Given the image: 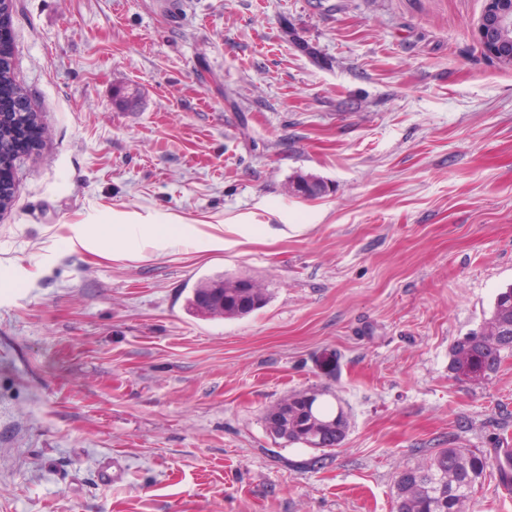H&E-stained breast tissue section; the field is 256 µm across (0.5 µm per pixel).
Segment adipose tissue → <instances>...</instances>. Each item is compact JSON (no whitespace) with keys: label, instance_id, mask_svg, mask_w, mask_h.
<instances>
[{"label":"adipose tissue","instance_id":"obj_1","mask_svg":"<svg viewBox=\"0 0 512 512\" xmlns=\"http://www.w3.org/2000/svg\"><path fill=\"white\" fill-rule=\"evenodd\" d=\"M70 242L93 252L106 245L155 251L181 245L200 250L224 245L223 238L189 224H80L74 227Z\"/></svg>","mask_w":512,"mask_h":512}]
</instances>
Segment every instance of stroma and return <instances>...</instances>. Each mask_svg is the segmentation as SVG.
Wrapping results in <instances>:
<instances>
[{"mask_svg": "<svg viewBox=\"0 0 512 512\" xmlns=\"http://www.w3.org/2000/svg\"><path fill=\"white\" fill-rule=\"evenodd\" d=\"M14 2L47 134L0 215V512H393L400 469L512 444V358L448 369L512 285V65L483 53L485 0ZM298 172L328 193L289 194ZM114 221L224 245L69 242ZM216 274L268 304L189 314ZM315 386L350 416L320 465L264 427Z\"/></svg>", "mask_w": 512, "mask_h": 512, "instance_id": "stroma-1", "label": "stroma"}]
</instances>
